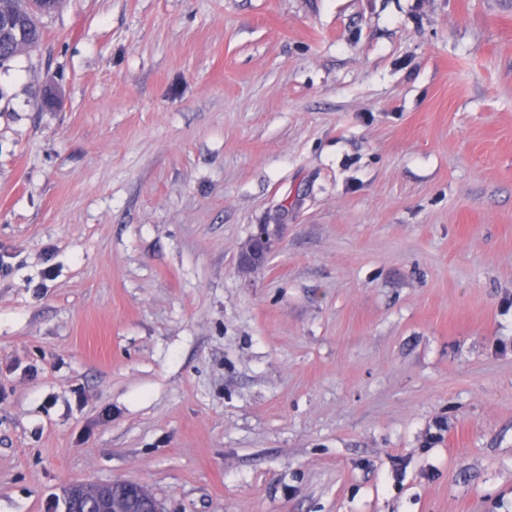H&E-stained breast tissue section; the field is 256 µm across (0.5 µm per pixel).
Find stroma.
<instances>
[{"label": "stroma", "instance_id": "stroma-1", "mask_svg": "<svg viewBox=\"0 0 512 512\" xmlns=\"http://www.w3.org/2000/svg\"><path fill=\"white\" fill-rule=\"evenodd\" d=\"M40 23L0 66V512L113 479L165 512H512V0ZM278 228L275 224L257 225L256 232L239 256V265L243 268H252L263 263L271 250L272 237Z\"/></svg>", "mask_w": 512, "mask_h": 512}]
</instances>
